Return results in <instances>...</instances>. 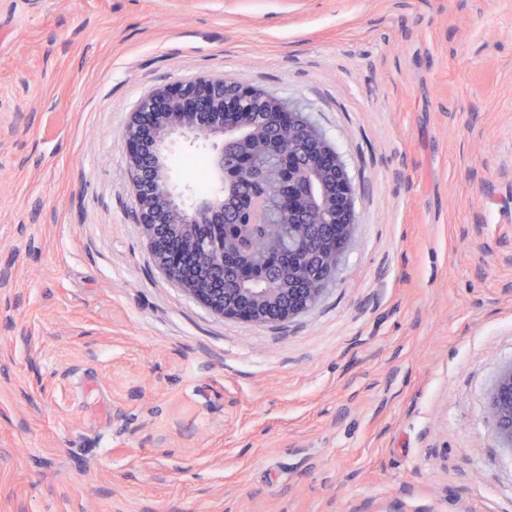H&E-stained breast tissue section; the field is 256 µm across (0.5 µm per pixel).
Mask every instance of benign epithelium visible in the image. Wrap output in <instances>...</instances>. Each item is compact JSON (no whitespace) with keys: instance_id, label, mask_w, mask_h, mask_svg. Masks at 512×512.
<instances>
[{"instance_id":"7a95c632","label":"benign epithelium","mask_w":512,"mask_h":512,"mask_svg":"<svg viewBox=\"0 0 512 512\" xmlns=\"http://www.w3.org/2000/svg\"><path fill=\"white\" fill-rule=\"evenodd\" d=\"M259 96V92L241 84H227L222 79H203L198 82L159 88L145 97L132 113L126 127L131 147L129 163L133 187L139 191L138 224L157 254V265L180 284L189 295L212 312L224 317L252 323L284 321L308 312L324 296L327 273L314 276L309 288H300L296 294L281 299L272 282L242 274L231 288H205L182 265L170 259V251L160 247L162 233L170 225H185V216L191 212L199 225L224 223L223 194L229 175L248 171L249 156L244 151L251 130L244 111V102ZM270 120L294 130L317 151L335 159L336 184L327 186L319 169L311 163L297 168L289 163V179L304 180L308 187L305 198L307 210L328 216L324 225L335 233L330 241L328 232L319 224L308 225L306 243L313 249L329 254L332 265L339 264L342 249L354 231V202L347 172L341 159L335 158L333 148L302 113L279 101L269 112ZM191 134L212 142L211 166L217 191L209 197H197L191 189L174 195L166 174L153 169L139 168L147 154L161 150L175 133ZM488 414L492 432L503 448L512 450V363L499 373L488 395Z\"/></svg>"}]
</instances>
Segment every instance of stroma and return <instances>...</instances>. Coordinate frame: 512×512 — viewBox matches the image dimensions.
Segmentation results:
<instances>
[{
  "label": "stroma",
  "instance_id": "1",
  "mask_svg": "<svg viewBox=\"0 0 512 512\" xmlns=\"http://www.w3.org/2000/svg\"><path fill=\"white\" fill-rule=\"evenodd\" d=\"M221 78L297 103L355 228L320 303L154 264L126 126ZM512 0H0V512H512ZM488 414L496 441L512 451V363L500 371L489 392Z\"/></svg>",
  "mask_w": 512,
  "mask_h": 512
}]
</instances>
